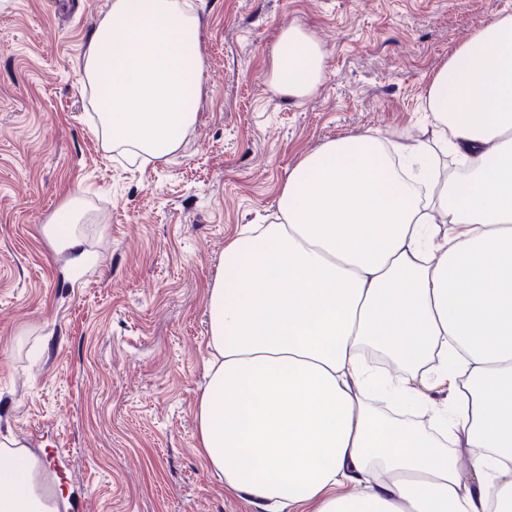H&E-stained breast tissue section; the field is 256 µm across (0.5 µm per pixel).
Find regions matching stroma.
I'll return each mask as SVG.
<instances>
[{
    "label": "stroma",
    "instance_id": "obj_1",
    "mask_svg": "<svg viewBox=\"0 0 512 512\" xmlns=\"http://www.w3.org/2000/svg\"><path fill=\"white\" fill-rule=\"evenodd\" d=\"M202 99L146 163L93 130L83 57L111 0H0V442L66 447L58 512H254L198 453L207 285L224 245L275 220L290 169L366 130L426 139L428 81L512 0H189ZM295 27L327 50L302 99L269 86ZM85 260L45 235L71 197Z\"/></svg>",
    "mask_w": 512,
    "mask_h": 512
}]
</instances>
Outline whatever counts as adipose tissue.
<instances>
[{"instance_id": "ef3b65f1", "label": "adipose tissue", "mask_w": 512, "mask_h": 512, "mask_svg": "<svg viewBox=\"0 0 512 512\" xmlns=\"http://www.w3.org/2000/svg\"><path fill=\"white\" fill-rule=\"evenodd\" d=\"M200 28L180 0H112L84 61L103 135L149 158L180 146ZM325 59L288 30L273 90L309 96ZM425 101L430 139L326 142L290 170L279 223L224 247L198 452L261 512H512V14L461 43ZM441 152L461 169L441 174ZM19 456L0 447V512H44Z\"/></svg>"}]
</instances>
